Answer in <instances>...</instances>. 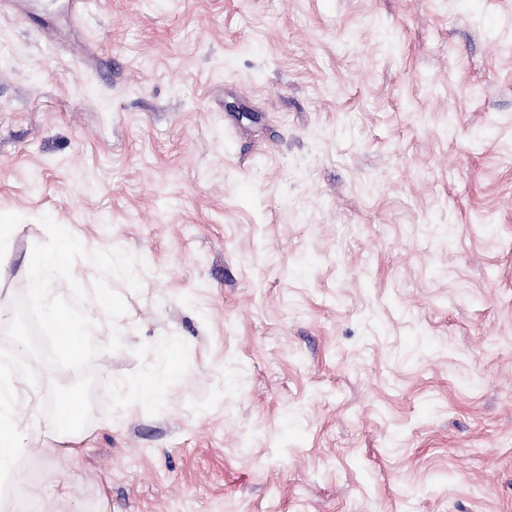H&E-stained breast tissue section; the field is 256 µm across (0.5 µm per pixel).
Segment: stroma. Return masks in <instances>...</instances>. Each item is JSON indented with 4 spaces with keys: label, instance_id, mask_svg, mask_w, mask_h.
<instances>
[{
    "label": "stroma",
    "instance_id": "stroma-1",
    "mask_svg": "<svg viewBox=\"0 0 512 512\" xmlns=\"http://www.w3.org/2000/svg\"><path fill=\"white\" fill-rule=\"evenodd\" d=\"M70 9L0 0V344L42 216L141 288L75 262L100 408L0 512H512V0ZM172 352L167 348L161 349V362L151 377L148 385L143 389L145 398L156 399L162 390L166 388V382L172 374Z\"/></svg>",
    "mask_w": 512,
    "mask_h": 512
}]
</instances>
